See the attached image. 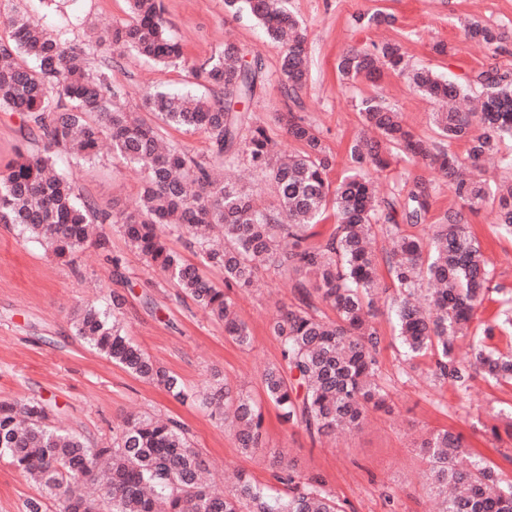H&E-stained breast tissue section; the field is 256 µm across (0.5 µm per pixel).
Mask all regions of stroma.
Segmentation results:
<instances>
[{
    "mask_svg": "<svg viewBox=\"0 0 512 512\" xmlns=\"http://www.w3.org/2000/svg\"><path fill=\"white\" fill-rule=\"evenodd\" d=\"M162 5L170 32L183 43L190 61H204L229 39L245 48L247 59L261 61L263 83L241 109L264 124L279 153L301 152V145L288 138L278 121L279 113L290 106L278 83L281 44L247 13L229 12L224 0H162ZM23 6L48 31L63 32L81 45L106 27L130 19L127 0H24ZM288 7L305 30L309 60L297 111L316 127L336 157L328 174L332 182L350 168L347 149L362 131L357 110L362 97L381 96L418 136H437L434 104L416 94L404 76L389 71L375 85L341 79L336 61L344 50L398 41L409 67H425L460 83L489 67L512 73V0H288ZM377 9L392 14L394 24L357 23L358 15ZM467 20L501 28L508 38L497 50L466 40L462 24ZM440 41L447 43V55L433 52ZM87 64L108 67L112 82L127 93L128 109L138 114L143 95L154 89L209 99L220 94L188 68L164 67L117 49L111 61L95 54ZM34 148L23 114L0 110V173L18 153ZM368 175L383 197L415 176L431 180V219L459 206L447 179L423 165L395 158L387 169H372ZM73 179L76 193L98 210H130L138 204L140 173L113 158L110 150H103L96 165L74 170ZM468 230L480 243L498 286L477 311L470 334L477 340L492 314L512 307V240L498 233L489 205L471 215ZM102 231L109 240L108 252L90 246L65 262L38 242L23 239L13 225L0 224V401L48 399L64 426L101 446L111 445L112 428L124 417L165 413L188 428L218 487L230 488L240 470L256 483L273 484L269 460L278 452L302 474L321 476L346 512H439L423 485L425 465L416 444L444 428L463 433L475 452L512 480V433L501 427L503 417L512 413V384L489 383L477 375L463 393L452 384L434 382L430 357L412 366L403 362L393 323L384 311L375 321L382 340L378 371L391 395V412L371 413L361 429L318 441L302 427L280 425L267 404L263 448L241 454L230 432L206 409L175 401L162 388L92 350L76 336L74 317L87 304L120 297L128 335L188 389H201L217 373L232 388L259 399L263 372L280 357L268 324L278 305L297 304L292 283L265 271L259 288L236 293L238 315L252 334L251 346L242 348L225 336L222 324L209 319L149 266L119 232L107 224ZM37 494V484L0 461V512H25V501Z\"/></svg>",
    "mask_w": 512,
    "mask_h": 512,
    "instance_id": "1",
    "label": "stroma"
}]
</instances>
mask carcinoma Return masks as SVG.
Instances as JSON below:
<instances>
[{"label": "carcinoma", "instance_id": "obj_1", "mask_svg": "<svg viewBox=\"0 0 512 512\" xmlns=\"http://www.w3.org/2000/svg\"><path fill=\"white\" fill-rule=\"evenodd\" d=\"M228 10L250 13L268 36L283 45L280 82L291 100L299 98L307 78L305 35L280 0H224ZM132 21L102 31L84 46L71 44L32 23L19 6L7 17L9 39L0 40V110L28 118L30 138L42 143L38 154H19L0 175V223L20 234L44 240L57 259H72L90 244L107 249L94 234V221L114 224L145 258L215 320L242 348L251 331L235 309L232 294L258 287L259 274L274 269L292 281L302 302L316 294L334 312L321 318L301 307L282 306L269 325L280 344V360L262 378L267 401L283 425L303 426L311 438H328L363 426L372 410L387 407L390 394L378 377L380 337L371 319L384 266L398 293L391 312L405 362L427 354L435 358L432 375L461 391L472 373L485 380L512 382V354L486 343L473 344L468 361L457 358L456 341L465 336L493 290L492 269L480 244L467 231L469 215L496 204V225L512 239V181L482 178L485 158L512 141V78L495 68L474 76L486 89L475 109L456 101L463 88L426 68L411 73L415 92L448 106L433 113L438 138L422 140L399 113L376 95L361 99L364 126L378 139L361 137L349 148L355 163L336 186L328 181L335 158L315 129L296 112L284 116L289 138L302 154L273 161L274 146L264 126L235 105L251 100L261 84L262 64L245 60L232 40L192 68L197 78L224 92V100L155 90L143 108L165 125L202 130L212 144V159L199 160L166 143L157 124L135 119L123 106L126 92L103 69L91 70L85 56L118 46L161 65L185 61L182 45L167 31L159 0H129ZM469 40L494 46L507 33L478 20L464 26ZM398 42L351 48L337 61L348 79L375 82L384 70L405 71ZM68 105H63V102ZM112 153L143 174L138 209L99 213L79 199L67 173L54 157L63 152L77 166L96 163L102 136ZM466 147L470 173L460 170L449 151ZM246 154L264 174L274 203L258 205L235 183L213 177V167L235 166ZM421 161L452 185L461 207L444 213L429 237L403 226L425 224L434 191L432 182L413 178L406 191L379 200L363 166L385 168L388 157ZM336 225L328 238L311 243V232L327 205ZM187 239L200 259L191 263L174 251L168 237ZM224 271V287H215L201 267ZM122 303H94L74 319L76 334L90 347L133 376L156 384L172 398L192 400L224 418L243 454L263 447L262 407L243 390L212 378L203 392L191 393L182 380L158 367L127 335L119 317ZM426 462L424 484L440 500L442 512H512V481H504L475 455L464 436L437 430L417 444ZM0 458L34 480L40 494L27 500L26 512H345L320 476H306L295 464L273 455V476L288 488L280 495L240 471L233 487L207 482L206 460L192 447L187 430L175 419L130 415L112 433V446L94 448L68 431L43 398L0 402Z\"/></svg>", "mask_w": 512, "mask_h": 512}]
</instances>
